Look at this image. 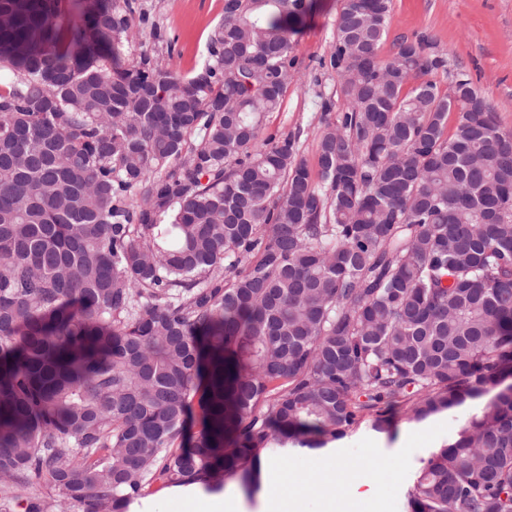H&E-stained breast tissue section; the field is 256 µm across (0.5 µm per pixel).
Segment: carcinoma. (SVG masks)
Returning <instances> with one entry per match:
<instances>
[{"label": "carcinoma", "mask_w": 512, "mask_h": 512, "mask_svg": "<svg viewBox=\"0 0 512 512\" xmlns=\"http://www.w3.org/2000/svg\"><path fill=\"white\" fill-rule=\"evenodd\" d=\"M391 0H345L313 179L264 135L307 0H224L190 74L133 0H0V492L127 512L485 400L406 512H512V135ZM458 113L447 132L448 113ZM201 429L186 438L188 422Z\"/></svg>", "instance_id": "cac0c4a2"}]
</instances>
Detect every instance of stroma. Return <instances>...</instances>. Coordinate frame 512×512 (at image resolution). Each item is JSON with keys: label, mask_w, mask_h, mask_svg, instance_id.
Here are the masks:
<instances>
[{"label": "stroma", "mask_w": 512, "mask_h": 512, "mask_svg": "<svg viewBox=\"0 0 512 512\" xmlns=\"http://www.w3.org/2000/svg\"><path fill=\"white\" fill-rule=\"evenodd\" d=\"M149 25H133L124 46L126 57L149 51L162 65L182 73L200 67L209 34L223 15L224 0H135ZM344 0H311L302 24L290 35L292 78L280 111L270 113L265 132L294 138L300 157L317 169V137L323 102L333 114L349 108L341 92L342 72L330 62L336 18ZM164 33L154 40L153 30ZM423 39L442 53L444 71L435 74L448 91L453 73L469 76L476 91L497 113L504 131L512 133V0H391L389 24L378 48L381 59L393 57L402 40ZM472 406L434 415L421 423L395 412L388 431H372L362 421L345 439L321 452L344 464L353 475L384 474L386 482L366 512H404V499L421 460L454 440Z\"/></svg>", "instance_id": "1"}]
</instances>
